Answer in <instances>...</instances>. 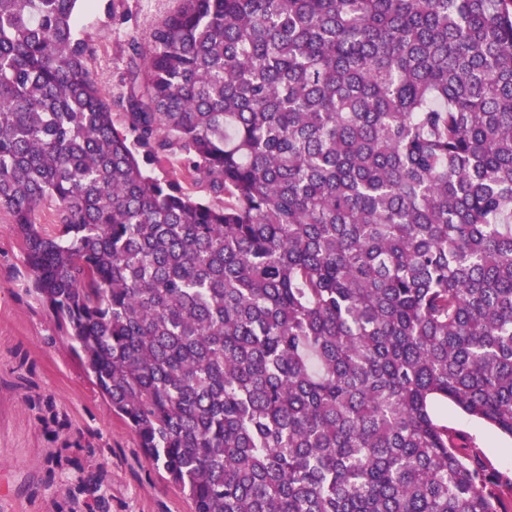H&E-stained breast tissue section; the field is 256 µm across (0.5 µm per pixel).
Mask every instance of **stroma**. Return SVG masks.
Wrapping results in <instances>:
<instances>
[{
	"label": "stroma",
	"instance_id": "1",
	"mask_svg": "<svg viewBox=\"0 0 512 512\" xmlns=\"http://www.w3.org/2000/svg\"><path fill=\"white\" fill-rule=\"evenodd\" d=\"M180 0H81L76 35L101 96L123 87L126 47ZM449 426L470 433L490 467L512 470V439L454 407ZM0 512H194L112 411L86 361L33 290L23 242L0 209Z\"/></svg>",
	"mask_w": 512,
	"mask_h": 512
}]
</instances>
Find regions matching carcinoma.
Listing matches in <instances>:
<instances>
[{"mask_svg":"<svg viewBox=\"0 0 512 512\" xmlns=\"http://www.w3.org/2000/svg\"><path fill=\"white\" fill-rule=\"evenodd\" d=\"M77 2L0 0V209L147 458L194 512H512L436 414L512 438V0H181L125 131Z\"/></svg>","mask_w":512,"mask_h":512,"instance_id":"carcinoma-1","label":"carcinoma"}]
</instances>
